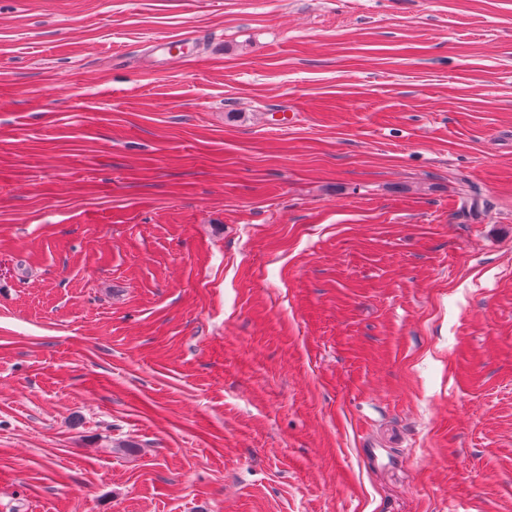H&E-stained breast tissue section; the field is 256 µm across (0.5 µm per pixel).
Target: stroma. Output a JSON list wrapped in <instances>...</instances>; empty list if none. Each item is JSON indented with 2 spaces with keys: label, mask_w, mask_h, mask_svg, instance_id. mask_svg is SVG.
Masks as SVG:
<instances>
[{
  "label": "stroma",
  "mask_w": 512,
  "mask_h": 512,
  "mask_svg": "<svg viewBox=\"0 0 512 512\" xmlns=\"http://www.w3.org/2000/svg\"><path fill=\"white\" fill-rule=\"evenodd\" d=\"M0 512H512V0H0Z\"/></svg>",
  "instance_id": "obj_1"
}]
</instances>
